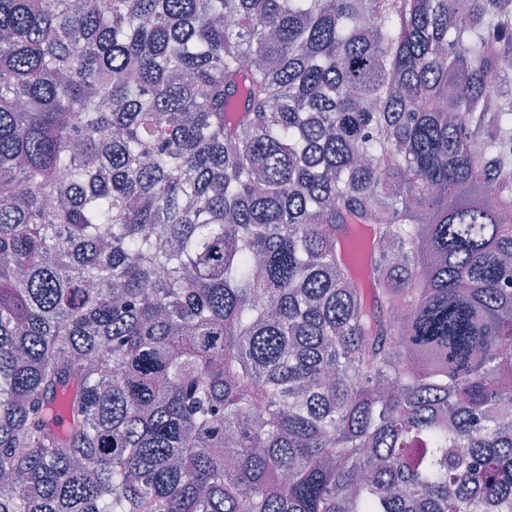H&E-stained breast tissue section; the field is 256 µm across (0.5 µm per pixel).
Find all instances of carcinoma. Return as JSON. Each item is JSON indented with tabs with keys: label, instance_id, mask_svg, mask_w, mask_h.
<instances>
[{
	"label": "carcinoma",
	"instance_id": "carcinoma-1",
	"mask_svg": "<svg viewBox=\"0 0 512 512\" xmlns=\"http://www.w3.org/2000/svg\"><path fill=\"white\" fill-rule=\"evenodd\" d=\"M512 0H0V512H512Z\"/></svg>",
	"mask_w": 512,
	"mask_h": 512
}]
</instances>
